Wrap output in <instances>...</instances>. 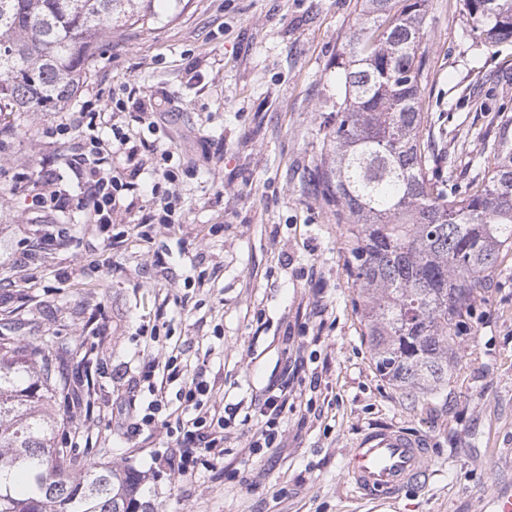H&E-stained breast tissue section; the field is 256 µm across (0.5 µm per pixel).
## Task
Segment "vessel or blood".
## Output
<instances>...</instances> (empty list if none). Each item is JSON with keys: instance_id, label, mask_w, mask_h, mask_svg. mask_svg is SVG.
I'll list each match as a JSON object with an SVG mask.
<instances>
[{"instance_id": "1", "label": "vessel or blood", "mask_w": 512, "mask_h": 512, "mask_svg": "<svg viewBox=\"0 0 512 512\" xmlns=\"http://www.w3.org/2000/svg\"><path fill=\"white\" fill-rule=\"evenodd\" d=\"M429 442L403 427L387 425L361 432L352 442L346 463L351 491L364 500L399 497L425 479Z\"/></svg>"}]
</instances>
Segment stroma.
<instances>
[{
  "label": "stroma",
  "mask_w": 512,
  "mask_h": 512,
  "mask_svg": "<svg viewBox=\"0 0 512 512\" xmlns=\"http://www.w3.org/2000/svg\"><path fill=\"white\" fill-rule=\"evenodd\" d=\"M156 11L150 28L101 43L74 104L100 108L124 88L165 102L155 138L183 170L179 226L155 227L147 243L136 207L104 229L77 213L37 218L24 185L51 163L78 193L64 159L80 136L55 134L57 112L22 114L0 134V324L16 322L18 346L45 340L50 358L88 362L72 384L89 402L60 406V438L138 470L153 512H483L512 489V253L473 305L447 397L417 400L378 375L345 227L311 177L358 0H157ZM425 26L434 171L482 180L498 110L512 111V44L473 43L462 0H430ZM116 235L127 238L118 250ZM24 240L38 245L26 260ZM160 322L189 361H205L226 406L223 462L187 479L158 464L164 434H130L113 415L141 416L130 404L145 362L138 330ZM281 387L279 435L253 447L258 408ZM384 424L427 437L431 475L366 503L344 462L363 428Z\"/></svg>",
  "instance_id": "35a3bbf8"
}]
</instances>
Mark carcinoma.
<instances>
[{
    "instance_id": "obj_1",
    "label": "carcinoma",
    "mask_w": 512,
    "mask_h": 512,
    "mask_svg": "<svg viewBox=\"0 0 512 512\" xmlns=\"http://www.w3.org/2000/svg\"><path fill=\"white\" fill-rule=\"evenodd\" d=\"M429 0H360L336 68L342 91L314 170L347 225L356 310L380 377L413 397L455 375L453 345L478 290L512 250V116L500 117L485 181L434 177L428 78ZM155 0H0V114L61 112L103 40L156 21ZM471 32L512 44V0H463ZM67 372L0 336V512H148L140 475L58 447Z\"/></svg>"
}]
</instances>
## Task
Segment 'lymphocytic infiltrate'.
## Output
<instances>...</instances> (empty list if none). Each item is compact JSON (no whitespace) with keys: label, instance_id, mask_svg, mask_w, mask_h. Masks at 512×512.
Listing matches in <instances>:
<instances>
[{"label":"lymphocytic infiltrate","instance_id":"lymphocytic-infiltrate-1","mask_svg":"<svg viewBox=\"0 0 512 512\" xmlns=\"http://www.w3.org/2000/svg\"><path fill=\"white\" fill-rule=\"evenodd\" d=\"M106 125L104 113L87 103L80 112L65 118L57 126L59 135L72 132L83 135L78 151L66 158L80 191L66 195L55 190L52 173H45L41 184L30 189L34 209L61 214L79 211L84 213L88 223L106 227L118 215L124 197L140 192V185L120 173L117 165L121 162L133 165L140 149L148 148V140L132 138L117 125L110 126V137H102L98 130ZM160 159L164 168L159 181L149 190V209L140 222L141 227L148 230L156 224L170 229L176 222L180 169L173 166L171 152L161 151ZM139 334L144 337V349L150 354L140 375L149 400L143 415L133 422V431L160 428L175 448L172 455L164 456L163 463L182 477L202 455H209L215 461L223 459L224 403L217 398L208 381L205 365L189 363L183 348L178 345L166 349L163 358H154L152 352L159 341L158 328H143ZM171 390L175 391L179 401L174 410L170 409L167 399Z\"/></svg>","mask_w":512,"mask_h":512}]
</instances>
